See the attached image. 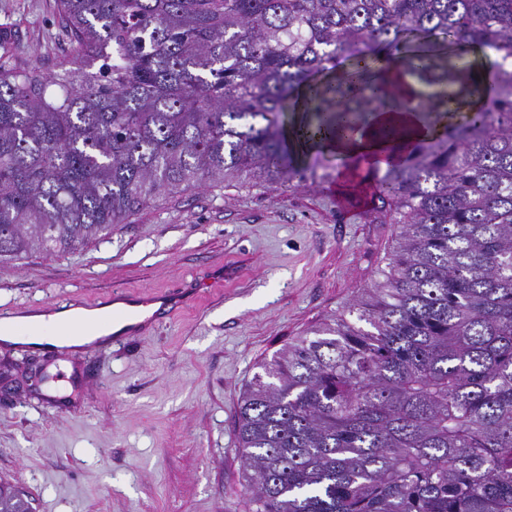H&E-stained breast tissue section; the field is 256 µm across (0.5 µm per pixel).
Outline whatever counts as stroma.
<instances>
[{
	"label": "stroma",
	"instance_id": "obj_1",
	"mask_svg": "<svg viewBox=\"0 0 512 512\" xmlns=\"http://www.w3.org/2000/svg\"><path fill=\"white\" fill-rule=\"evenodd\" d=\"M0 67L50 75L73 49L57 0H0ZM232 181L149 204L70 253L0 263V317L104 305L223 263L224 286L148 333L86 352L0 345V479L34 512H249L239 399L260 364L377 280L398 225L374 186Z\"/></svg>",
	"mask_w": 512,
	"mask_h": 512
}]
</instances>
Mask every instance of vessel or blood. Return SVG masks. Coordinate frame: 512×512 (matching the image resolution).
<instances>
[{"instance_id": "1", "label": "vessel or blood", "mask_w": 512, "mask_h": 512, "mask_svg": "<svg viewBox=\"0 0 512 512\" xmlns=\"http://www.w3.org/2000/svg\"><path fill=\"white\" fill-rule=\"evenodd\" d=\"M223 267H215L204 283L194 284L183 288L170 289L163 293H131L125 290L117 291L115 301L121 302L122 307L113 311L112 321L121 327L122 336L131 337L144 329L153 326L160 312L176 315L199 297L203 288H210L217 282L223 281Z\"/></svg>"}]
</instances>
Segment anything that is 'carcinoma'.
Instances as JSON below:
<instances>
[{"instance_id": "cac0c4a2", "label": "carcinoma", "mask_w": 512, "mask_h": 512, "mask_svg": "<svg viewBox=\"0 0 512 512\" xmlns=\"http://www.w3.org/2000/svg\"><path fill=\"white\" fill-rule=\"evenodd\" d=\"M58 19L61 72L0 70L1 262L228 177L316 179L287 140L301 86L309 139L483 101L377 172L399 225L381 280L261 365L238 434L250 512H512V0H58ZM394 67L433 91L399 96ZM0 512L33 508L1 481Z\"/></svg>"}]
</instances>
